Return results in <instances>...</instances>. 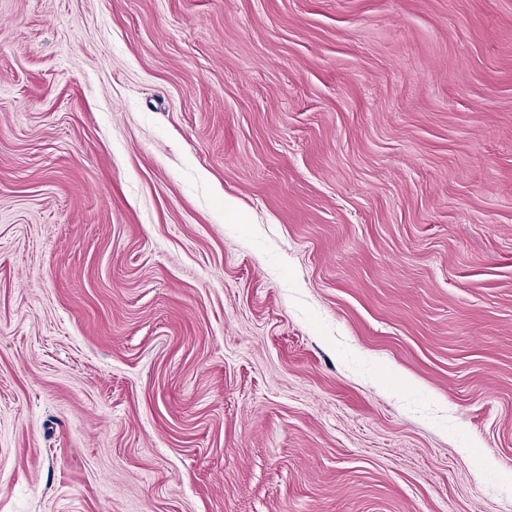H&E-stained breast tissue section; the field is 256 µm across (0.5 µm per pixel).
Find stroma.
<instances>
[{
	"label": "stroma",
	"mask_w": 512,
	"mask_h": 512,
	"mask_svg": "<svg viewBox=\"0 0 512 512\" xmlns=\"http://www.w3.org/2000/svg\"><path fill=\"white\" fill-rule=\"evenodd\" d=\"M0 512H512V0H0Z\"/></svg>",
	"instance_id": "obj_1"
}]
</instances>
